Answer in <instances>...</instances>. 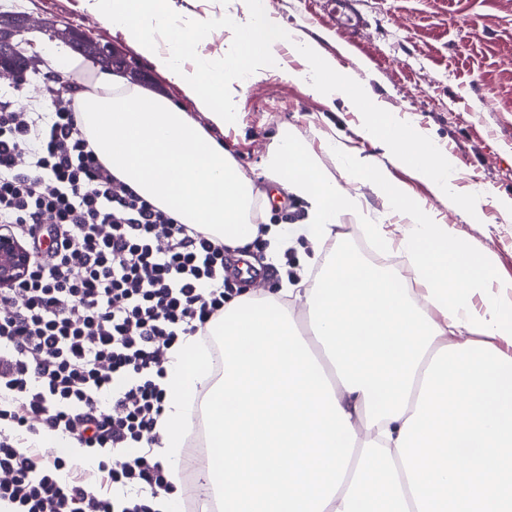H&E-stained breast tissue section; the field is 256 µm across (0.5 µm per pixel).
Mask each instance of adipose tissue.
I'll use <instances>...</instances> for the list:
<instances>
[{
	"label": "adipose tissue",
	"instance_id": "1",
	"mask_svg": "<svg viewBox=\"0 0 512 512\" xmlns=\"http://www.w3.org/2000/svg\"><path fill=\"white\" fill-rule=\"evenodd\" d=\"M228 2L224 31L239 52L216 66L196 51L214 18L184 28L172 0H81L194 104L108 71L79 91L76 123L117 182L234 254L258 239L271 253L302 239L322 261L310 288L286 283L225 306L208 327L223 340L221 380L197 337L168 351L155 432L170 488L153 512H173L183 493V421L196 402L214 449L201 477L220 512H512V279L496 280L485 252L457 243L386 175L387 163L408 165L444 197L455 157L376 110L365 84L277 24L263 0ZM288 53L311 64L314 94L366 111L359 134L380 156L328 150L352 175L371 174L386 210L405 215L399 238L367 230L399 251L414 288L341 246L338 213L362 202L325 175L295 128L281 131L262 171L305 202L306 217L252 222L253 180L214 132L237 121L242 73L282 69ZM285 295L303 297L309 335L297 333Z\"/></svg>",
	"mask_w": 512,
	"mask_h": 512
}]
</instances>
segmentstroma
Returning <instances> with one entry per match:
<instances>
[{"label":"stroma","instance_id":"1","mask_svg":"<svg viewBox=\"0 0 512 512\" xmlns=\"http://www.w3.org/2000/svg\"><path fill=\"white\" fill-rule=\"evenodd\" d=\"M359 26L332 23L325 0H267L280 25L317 39L338 65L366 83L378 104L395 119L416 127L458 161L454 191L435 195L430 184L404 165L388 168L389 178L409 201L453 225L459 242L486 252L498 276L512 278V0H356ZM28 18L63 20L80 34L111 44L137 62L144 87L183 102L179 88L140 60L120 32L82 9L80 0H24ZM287 68L249 81L239 101L240 121L226 129L224 143L253 178V216L262 224H293L305 214L302 201L275 193L261 175V161L282 127L296 128L325 173L351 194L364 197L366 212L340 218L345 247L358 253L357 234L382 208L369 182L351 178L325 144L334 140L373 153L357 132L364 115L342 100L327 104L310 93L301 74L304 60L287 56ZM49 66L28 76L23 87L0 79V97L21 109H48ZM480 217L471 220L470 200Z\"/></svg>","mask_w":512,"mask_h":512}]
</instances>
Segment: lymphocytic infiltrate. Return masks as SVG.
Masks as SVG:
<instances>
[{
	"label": "lymphocytic infiltrate",
	"mask_w": 512,
	"mask_h": 512,
	"mask_svg": "<svg viewBox=\"0 0 512 512\" xmlns=\"http://www.w3.org/2000/svg\"><path fill=\"white\" fill-rule=\"evenodd\" d=\"M0 99V230L31 255L0 287V502L12 512H150L168 490L142 444L165 411L163 357L236 296L224 248L203 228L116 185L75 122ZM26 157V168L16 164ZM48 430L98 455L86 468L43 458ZM121 456L113 465V456Z\"/></svg>",
	"instance_id": "lymphocytic-infiltrate-1"
}]
</instances>
